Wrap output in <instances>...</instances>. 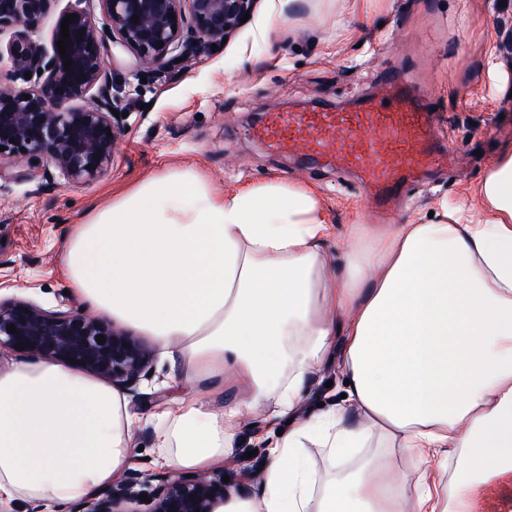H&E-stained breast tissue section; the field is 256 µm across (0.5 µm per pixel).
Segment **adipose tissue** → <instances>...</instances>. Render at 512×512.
Masks as SVG:
<instances>
[{
	"instance_id": "obj_1",
	"label": "adipose tissue",
	"mask_w": 512,
	"mask_h": 512,
	"mask_svg": "<svg viewBox=\"0 0 512 512\" xmlns=\"http://www.w3.org/2000/svg\"><path fill=\"white\" fill-rule=\"evenodd\" d=\"M488 210L438 224H353L340 263L315 191L267 181L231 195L193 168L113 195L75 226L63 271L82 300L177 355L190 388L150 418L111 385L56 364L0 372V504L63 512L130 468L145 424L158 466L202 471L224 458L241 420L275 401L290 421L267 449L259 493L218 512H462L479 476L512 466V145L487 167ZM350 384L335 408L300 407L316 370ZM243 389L228 401L227 388ZM334 475L315 490L307 444ZM351 448H397L421 467L407 499L377 457L342 470ZM452 458L449 502L428 484Z\"/></svg>"
}]
</instances>
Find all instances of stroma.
Here are the masks:
<instances>
[{"label":"stroma","mask_w":512,"mask_h":512,"mask_svg":"<svg viewBox=\"0 0 512 512\" xmlns=\"http://www.w3.org/2000/svg\"><path fill=\"white\" fill-rule=\"evenodd\" d=\"M269 0H256L251 20L225 45L205 49L180 72L160 75L136 65L133 52L105 53L126 114L109 170L89 184L58 172L36 180L0 181V282L11 294L56 307L70 284L58 257L74 224L133 181L191 167L214 189L232 194L267 180L302 183L319 195L343 250L349 225L367 223L364 196L348 172L271 154L252 135L255 113L345 106L375 94L379 73L410 78L438 111V136L459 147L452 168L409 183L390 216L426 224L442 205L477 206L474 190L512 132L493 133L512 117V0H376L364 16L360 0H334L332 12L304 10L284 19L274 44L259 35ZM345 379L336 368L311 379L305 410L340 403ZM259 410L242 421L236 442L212 474L224 491H259L267 459L259 436L276 440L279 424ZM467 512H512V466L479 479Z\"/></svg>","instance_id":"1"}]
</instances>
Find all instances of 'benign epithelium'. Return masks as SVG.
Wrapping results in <instances>:
<instances>
[{"label": "benign epithelium", "instance_id": "7a95c632", "mask_svg": "<svg viewBox=\"0 0 512 512\" xmlns=\"http://www.w3.org/2000/svg\"><path fill=\"white\" fill-rule=\"evenodd\" d=\"M51 2L0 0V33L13 29L6 51L15 72L44 79L41 86L25 88L0 82V146L6 147L0 151V170L21 166L22 177L34 179L46 176L52 167L68 182L85 184L112 165L123 125V119L110 112L121 108L112 96V77L105 67V41L133 51L143 67L170 74L182 69L203 45L219 44L239 27L243 14L251 13L253 0H98L100 21L82 9H71L76 19L68 25L73 46L67 49L72 59L67 71V57L57 46L61 26L54 30L49 56L29 35ZM134 15L139 20H133ZM82 74L86 78L80 81ZM12 324L14 333L8 330ZM99 334L105 343H97ZM2 349L74 365L138 400L154 397L140 391L149 378L150 349L67 301L48 309L18 297H0ZM141 495L150 501L140 500ZM222 504L224 483L219 477L133 472L81 502L79 512H217Z\"/></svg>", "mask_w": 512, "mask_h": 512}]
</instances>
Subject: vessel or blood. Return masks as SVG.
<instances>
[{
    "label": "vessel or blood",
    "mask_w": 512,
    "mask_h": 512,
    "mask_svg": "<svg viewBox=\"0 0 512 512\" xmlns=\"http://www.w3.org/2000/svg\"><path fill=\"white\" fill-rule=\"evenodd\" d=\"M381 88L352 110L266 113L254 135L271 153L356 172L369 202L387 209L410 179L450 166L456 149L434 138L423 94L392 76Z\"/></svg>",
    "instance_id": "vessel-or-blood-1"
}]
</instances>
